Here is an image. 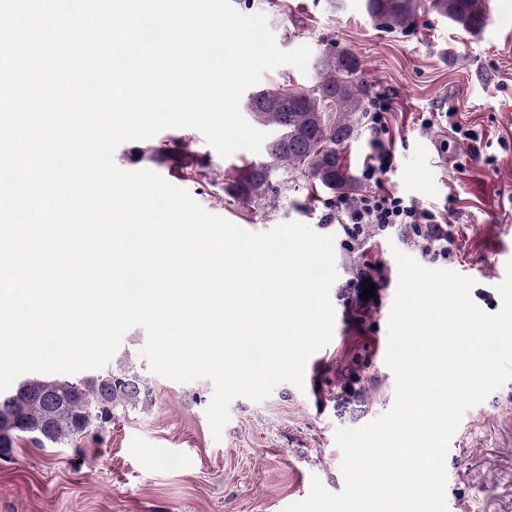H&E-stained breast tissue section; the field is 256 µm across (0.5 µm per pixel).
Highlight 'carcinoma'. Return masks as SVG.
<instances>
[{"instance_id":"carcinoma-1","label":"carcinoma","mask_w":512,"mask_h":512,"mask_svg":"<svg viewBox=\"0 0 512 512\" xmlns=\"http://www.w3.org/2000/svg\"><path fill=\"white\" fill-rule=\"evenodd\" d=\"M421 0H365L369 17L389 28H406L419 14ZM432 9L472 35L484 27L480 0H432ZM318 81L306 90L290 84L252 91L246 110L254 122L273 128L266 144L267 160L236 171L224 192L245 204L282 195L272 171L303 172L312 187L331 193L355 190L344 165L343 149L361 130L367 117L369 86L361 79L362 66L351 49L330 50L315 61ZM147 391L142 380L126 371L110 369L82 377H32L0 393V453H14L21 436L4 416H20L35 430L38 447L67 444L136 408Z\"/></svg>"}]
</instances>
